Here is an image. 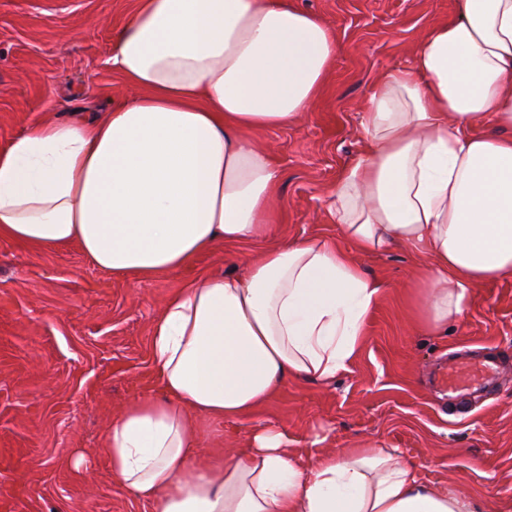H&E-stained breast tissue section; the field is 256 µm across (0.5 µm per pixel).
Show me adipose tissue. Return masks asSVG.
I'll return each mask as SVG.
<instances>
[{
	"label": "adipose tissue",
	"mask_w": 512,
	"mask_h": 512,
	"mask_svg": "<svg viewBox=\"0 0 512 512\" xmlns=\"http://www.w3.org/2000/svg\"><path fill=\"white\" fill-rule=\"evenodd\" d=\"M339 50L291 0H136L110 60L142 96L1 147L0 238L74 244L138 282L267 238L283 171L256 135L307 110ZM360 127L363 153L327 205L349 249L284 241L165 300L149 340L156 390L101 443L151 512H490L372 438L322 452L261 425L242 451L200 458L210 427L252 416L290 380L331 382L358 356L389 284L353 251L413 250L415 319L433 335L475 285L512 278V0H458L371 85Z\"/></svg>",
	"instance_id": "1"
}]
</instances>
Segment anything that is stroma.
Segmentation results:
<instances>
[{
	"mask_svg": "<svg viewBox=\"0 0 512 512\" xmlns=\"http://www.w3.org/2000/svg\"><path fill=\"white\" fill-rule=\"evenodd\" d=\"M336 30L343 50L323 93L293 124L260 135L284 179L272 240L316 236L347 247L326 199L343 166L362 154L369 86L409 63L457 0H294ZM135 0H0V146L30 126L92 116L108 101L142 96L110 63L112 41ZM223 251L133 285L76 246L36 253L0 240V512H150L118 486L102 434L152 391L149 336L167 297ZM390 287L368 319L360 356L328 385L289 381L256 415L206 438L211 453L244 447L261 424L287 428L297 447L324 449L372 436L480 500L512 505V279L474 287L461 321L427 336L410 317L417 259L404 246L356 257ZM496 356L505 364L465 395L464 411L432 381L448 359ZM78 453L90 463L77 470Z\"/></svg>",
	"mask_w": 512,
	"mask_h": 512,
	"instance_id": "1",
	"label": "stroma"
}]
</instances>
